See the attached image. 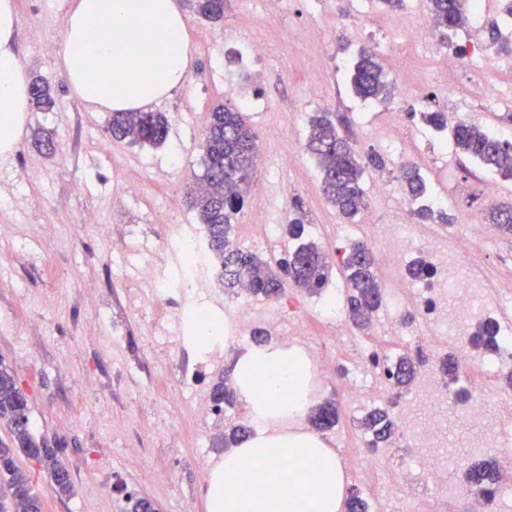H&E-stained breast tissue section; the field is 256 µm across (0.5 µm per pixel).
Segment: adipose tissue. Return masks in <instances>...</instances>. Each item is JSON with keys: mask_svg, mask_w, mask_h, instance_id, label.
Returning a JSON list of instances; mask_svg holds the SVG:
<instances>
[{"mask_svg": "<svg viewBox=\"0 0 512 512\" xmlns=\"http://www.w3.org/2000/svg\"><path fill=\"white\" fill-rule=\"evenodd\" d=\"M16 0H0V155L13 153L31 109L30 76L16 50ZM193 47L175 0H72L58 66L82 100L100 110L128 112L185 87ZM310 375L301 351L272 345L250 349L237 362L242 395L263 383L254 403L257 433L211 472L208 512H339L346 484L335 449L305 431L271 426L270 411L303 418L308 400L298 385Z\"/></svg>", "mask_w": 512, "mask_h": 512, "instance_id": "obj_1", "label": "adipose tissue"}]
</instances>
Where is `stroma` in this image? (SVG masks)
Listing matches in <instances>:
<instances>
[{
    "mask_svg": "<svg viewBox=\"0 0 512 512\" xmlns=\"http://www.w3.org/2000/svg\"><path fill=\"white\" fill-rule=\"evenodd\" d=\"M16 3V50L29 75L50 81L55 106L31 112L20 147L0 156V363L13 370L26 392L36 434L63 448L73 495L58 497L35 462L22 457L18 463L30 476L43 512H82L88 501L95 502L97 512H127L132 497L153 500L159 512H206L207 486L199 478L198 462L213 466L223 459L234 446L231 426L251 423V408L240 396L217 418L203 421L189 401L172 399L175 367L158 362L156 353L193 355L192 344L178 342L174 317L181 307L169 305L164 330L155 334L136 295L145 288L142 270L163 263L167 228L149 223L148 208L173 213L179 224L197 223L189 193L202 174L201 139L212 108L253 98L260 104L246 114L260 135L267 169L254 178L235 236L242 248L269 260L288 249V239L281 234L263 238L258 221L287 214L285 184L308 213V238L328 254L412 230L465 259L459 247L464 225L486 223L492 202L512 203V180L493 178L495 193L485 199L484 170L456 152L445 135L416 122L414 141L384 155L389 194L378 193L372 177H365L366 209L348 222L324 198L317 164L304 148L310 121L319 112L347 116L355 148L364 154L378 150L376 134L395 114L404 120L412 111L453 114L462 107L469 119L503 136L512 131V108L470 94L465 68L449 74L447 86L408 88L387 52L402 45L407 33L390 25L392 12L381 0H228L222 21L186 15L194 48L189 81L150 106L168 118L166 143L153 147L115 140L110 153L103 154L96 141L107 132L108 113L90 109L57 65L63 12L53 0ZM317 24L324 27L322 38L308 41L305 29ZM252 39L267 41L272 49L249 63L241 52ZM372 44L380 48L389 90L386 98L365 102L350 92L346 72L359 50ZM318 74L325 83L315 98L310 86ZM42 132L51 133L55 143H68L70 155L39 154L33 142ZM404 163L420 168L432 203L444 208L451 222H416L395 179ZM77 184L82 187L78 193L73 190ZM89 210L98 213V223H84ZM472 247L484 257L479 277L494 284L512 273V239L498 229ZM199 285L228 318L242 304L263 316L281 315L289 301L299 305L304 338L274 333L269 342L322 354L331 363L334 379L316 378L310 397L316 405L334 401L340 406L338 424L320 434L339 459L359 449L363 461L375 462L378 483L386 485L421 454L417 433L425 421H418L416 434H400L386 458L366 447L360 428L363 415L378 403L394 402L396 413H403L415 402L413 392L397 393L387 383L379 389L367 386L362 399L352 402L339 387L363 348L389 355L408 346V337L382 333L386 310H378L374 330L340 336L320 315L325 294L291 288L284 298L269 301L228 293L210 267L201 270ZM511 371L512 362L506 361L483 380L468 367L451 382L453 396L445 411L448 457L441 463L445 486L419 499L421 512H462L454 489L463 484L482 434L481 425L468 416L470 404L486 398L489 418H498L497 395L505 391ZM118 419L124 422L119 431L113 428ZM134 451L141 464L132 468L127 459Z\"/></svg>",
    "mask_w": 512,
    "mask_h": 512,
    "instance_id": "obj_1",
    "label": "stroma"
}]
</instances>
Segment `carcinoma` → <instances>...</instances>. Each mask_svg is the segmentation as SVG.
Returning a JSON list of instances; mask_svg holds the SVG:
<instances>
[{
    "instance_id": "obj_1",
    "label": "carcinoma",
    "mask_w": 512,
    "mask_h": 512,
    "mask_svg": "<svg viewBox=\"0 0 512 512\" xmlns=\"http://www.w3.org/2000/svg\"><path fill=\"white\" fill-rule=\"evenodd\" d=\"M195 13L210 21L224 18V0H191ZM426 9L436 32L448 38L464 19L466 0H426ZM354 94L363 99H380L387 95L388 81L383 66L369 51L359 54L348 73ZM31 96L35 108L50 112L55 100L50 84L42 77L34 79ZM409 117L436 132H449L456 151L476 162L482 169L512 179V141L487 132L470 121L448 126L443 112H411ZM169 123L161 112H114L110 120L112 138L134 144L157 146L167 140ZM259 135L237 107L219 105L210 113L202 143V169L198 192L193 201L198 219L205 226L207 247L217 259L218 277L228 289L243 284L256 297L278 299L293 285L299 291L315 294L322 291L332 275V264L323 248L304 239V212L299 202L292 205L293 215L285 228L288 237L297 241L284 254L270 263L234 240L232 227L246 204L255 159L259 154ZM306 150L315 159L325 199L345 219L353 220L365 206L364 174L369 169L381 170L385 159L371 151L364 155L354 148L351 139L341 132L327 115L316 116L310 123ZM400 182L407 199L418 204L414 215L421 220L439 218L448 223V214L425 203L428 197L426 178L420 168L409 164L399 169ZM491 220L506 237L512 236V204L492 209ZM348 283L344 304L348 319L360 331L371 328L375 313L383 304V293L377 277V259L364 242L352 244L341 257ZM413 280L432 275V266L424 259L407 265ZM474 348L496 353L500 348L497 325L486 319L476 324L472 336ZM419 364L408 354L386 356L379 370L391 384H409L417 375ZM22 396L13 371L0 363V423H5L10 441L0 442V477L7 479V492L0 494V512H42L43 503L33 491L28 474L19 466L22 449L35 451L31 461L43 468L48 481L60 498L73 494L74 485L63 459V449L49 445L37 436L33 423H18L16 410ZM235 391L226 382H216L211 400L216 407L230 404ZM338 419L336 406L324 404L310 410L309 420L319 430L332 428ZM368 446L380 448L398 432L399 426L386 407H376L362 420ZM504 478L497 460L486 457L472 461L465 470L468 494L491 500Z\"/></svg>"
}]
</instances>
